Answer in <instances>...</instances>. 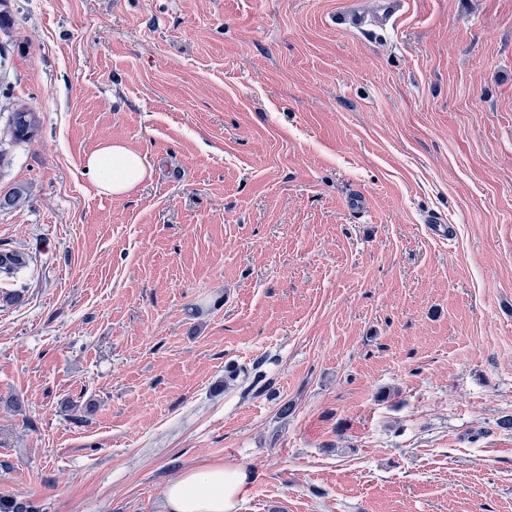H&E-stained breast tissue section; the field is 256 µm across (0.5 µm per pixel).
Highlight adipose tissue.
I'll use <instances>...</instances> for the list:
<instances>
[{
    "label": "adipose tissue",
    "instance_id": "adipose-tissue-1",
    "mask_svg": "<svg viewBox=\"0 0 512 512\" xmlns=\"http://www.w3.org/2000/svg\"><path fill=\"white\" fill-rule=\"evenodd\" d=\"M83 167L99 193L122 196L147 176L139 153L124 144L107 142L83 159ZM249 486L244 468L209 465L193 469L166 488V512H236Z\"/></svg>",
    "mask_w": 512,
    "mask_h": 512
}]
</instances>
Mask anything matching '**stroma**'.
<instances>
[{"label": "stroma", "mask_w": 512, "mask_h": 512, "mask_svg": "<svg viewBox=\"0 0 512 512\" xmlns=\"http://www.w3.org/2000/svg\"><path fill=\"white\" fill-rule=\"evenodd\" d=\"M346 6L0 0V498L164 512L224 464L238 512H512V0ZM373 14L365 13L358 0H350L346 10L336 16V25L365 31L370 24L380 29L394 26L403 14L406 0H378ZM8 126L13 138L19 142H27L34 138L40 129L37 112L17 110L8 117ZM83 167L98 192L109 196L128 194L147 176L139 153L124 144L112 141L86 155ZM29 261V255L23 251H0V279L13 278L20 270L29 266Z\"/></svg>", "instance_id": "35a3bbf8"}]
</instances>
